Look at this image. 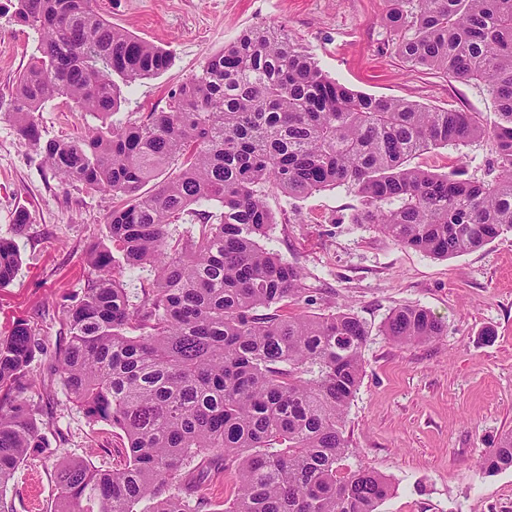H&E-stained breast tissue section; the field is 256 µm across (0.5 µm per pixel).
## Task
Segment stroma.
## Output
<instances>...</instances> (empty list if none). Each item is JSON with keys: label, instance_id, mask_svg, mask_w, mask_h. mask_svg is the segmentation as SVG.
Returning <instances> with one entry per match:
<instances>
[{"label": "stroma", "instance_id": "1", "mask_svg": "<svg viewBox=\"0 0 512 512\" xmlns=\"http://www.w3.org/2000/svg\"><path fill=\"white\" fill-rule=\"evenodd\" d=\"M113 25L168 50L163 74L137 81L110 121L165 107L170 91L200 70L245 29L278 26L304 46L332 78L376 97L406 99L437 109L489 112L491 98L465 82L405 64L385 24L386 0H96ZM34 29L0 15V95L13 89L37 51ZM43 140L75 137L97 116L66 100L37 114ZM474 157L469 176L489 178L495 154L487 143L416 155L412 165L445 173ZM275 224L266 245L305 275L307 291L289 312L307 316L349 305L368 326L365 372L346 416L353 453L345 468H369L392 485L379 512H512V469L484 474L480 459L512 430V232L484 247L437 259L398 245L375 225L357 224L359 196L328 188L289 200L267 193ZM26 210L30 222L17 228ZM111 194L61 183L40 156L21 143L0 114V238L14 239L21 263L0 286V331L27 319L44 347L31 370L52 456L34 455L5 489L13 512H53L59 463H119L120 430L90 422L69 403L50 371L68 340L61 302L97 276L86 261L107 240ZM404 304L429 309L447 327L429 343L401 345L382 333Z\"/></svg>", "mask_w": 512, "mask_h": 512}]
</instances>
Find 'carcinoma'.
<instances>
[{"mask_svg":"<svg viewBox=\"0 0 512 512\" xmlns=\"http://www.w3.org/2000/svg\"><path fill=\"white\" fill-rule=\"evenodd\" d=\"M386 3L405 63L478 82L494 110L356 92L267 26L209 57L167 108L42 146L53 176L115 199L110 245L87 255L99 275L62 305L69 338L57 373L69 402L126 439L117 467L71 461L57 470L54 512H378L388 481L342 467L369 329L348 308L266 313L306 291L300 269L263 244L274 224L266 194L354 188V223L435 258L512 231V0ZM0 10L40 34L12 94L0 96L28 146L40 144L45 102L65 98L105 119L123 88L171 66L167 51L112 26L93 0H5ZM479 141L495 149L492 180L467 177L464 165L443 174L408 165L431 148ZM210 202L219 215L202 209ZM182 219L189 227L175 238ZM19 264L15 242L0 238V285ZM124 267L150 268L151 287L129 295L117 277ZM445 331L412 304L383 326L400 344ZM40 351L27 320L0 334V512L19 465L54 452L28 398ZM482 469H512V431ZM214 472L235 479L222 508L199 494Z\"/></svg>","mask_w":512,"mask_h":512,"instance_id":"1","label":"carcinoma"}]
</instances>
